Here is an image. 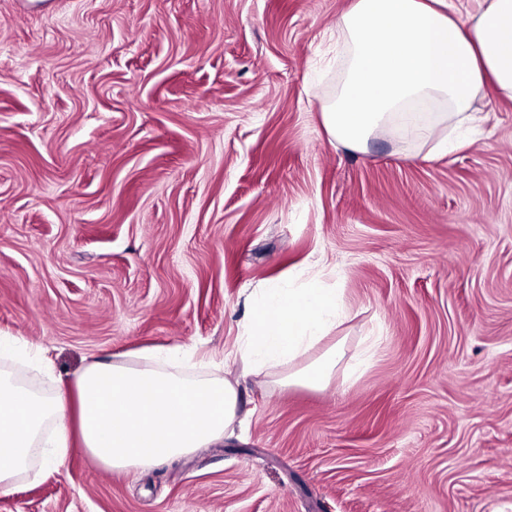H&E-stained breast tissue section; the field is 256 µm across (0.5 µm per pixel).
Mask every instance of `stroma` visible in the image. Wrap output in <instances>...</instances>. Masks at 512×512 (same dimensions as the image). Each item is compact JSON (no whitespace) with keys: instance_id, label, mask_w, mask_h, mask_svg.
Instances as JSON below:
<instances>
[{"instance_id":"obj_1","label":"stroma","mask_w":512,"mask_h":512,"mask_svg":"<svg viewBox=\"0 0 512 512\" xmlns=\"http://www.w3.org/2000/svg\"><path fill=\"white\" fill-rule=\"evenodd\" d=\"M349 2L0 0V336L53 362L1 371L223 361L310 264L349 309L325 389L228 364L223 445L137 473L76 448L0 512H512V101L448 156L330 141Z\"/></svg>"}]
</instances>
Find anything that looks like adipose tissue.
<instances>
[{
  "label": "adipose tissue",
  "mask_w": 512,
  "mask_h": 512,
  "mask_svg": "<svg viewBox=\"0 0 512 512\" xmlns=\"http://www.w3.org/2000/svg\"><path fill=\"white\" fill-rule=\"evenodd\" d=\"M484 2L464 23L454 0H350L336 22L345 78L321 112L329 139L363 152L400 127L444 154L464 148L446 129L473 121L478 95L512 100V0ZM346 315L336 288L302 272L251 296L238 350L246 364L278 374L280 386L319 390L345 358L343 344H319ZM167 364L161 348L98 360L49 395L0 375V490L28 475L38 453L49 468L76 445L125 472L222 442L238 420L237 379Z\"/></svg>",
  "instance_id": "1"
}]
</instances>
